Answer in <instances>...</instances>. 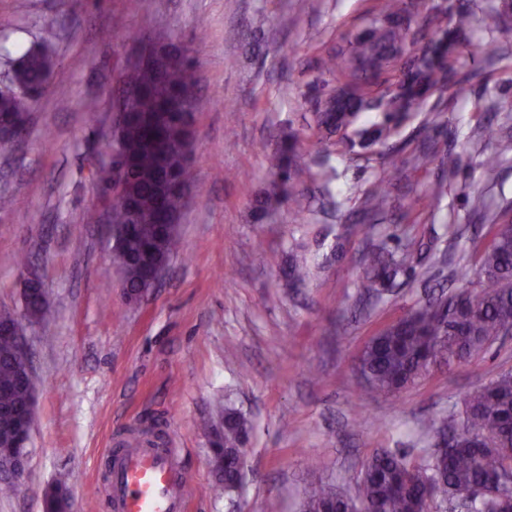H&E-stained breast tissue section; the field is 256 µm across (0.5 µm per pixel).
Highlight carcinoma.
<instances>
[{
  "mask_svg": "<svg viewBox=\"0 0 512 512\" xmlns=\"http://www.w3.org/2000/svg\"><path fill=\"white\" fill-rule=\"evenodd\" d=\"M426 5V0H376L368 14L369 27L363 35L350 42L345 56L329 55L323 66L345 80L354 82L357 101L352 113L371 111L385 102L393 112H409L418 108L433 93L451 92L454 97L469 94L467 81L454 79L462 53L476 54L479 46L468 35L474 26L471 11L461 5L453 18L437 11L428 19L437 37L431 39L424 52L441 54L447 46L454 56L444 65L409 58L406 73L394 71L383 78L381 86L363 76L380 74V64L387 49L394 44L413 46L420 30L413 27ZM162 58L154 68L142 71L136 88L128 92L118 89L112 98V112L120 114L112 133V147H119L126 159L122 194L110 207V224H130L128 201L137 204L141 215L133 224L134 235L121 240L112 249L122 284L132 289L141 287L147 270L160 255L170 256L180 248L178 228L161 223L165 214H174L183 206L176 192H164L158 179L156 156L143 147L150 131L140 118L153 112H171L168 124L157 131L168 145V163L181 167L183 159L193 154L194 145L183 135L180 108L187 92L198 88L199 74L192 61L193 48L184 44V52L171 55L166 45L155 44ZM54 67L48 48L34 45L14 58L10 67V86L0 90V114L26 116L46 88ZM393 133L388 123L373 124L359 131L360 145L368 148L385 143ZM496 155L486 160L492 168L512 154V139L496 140ZM269 167L282 176L263 196L257 209L271 214L288 197L300 202L299 188L310 178L308 169L299 166L293 147L281 148L269 158ZM392 177L381 178L365 197L368 212H386L392 199ZM490 238L483 247L476 268L457 266L454 276L470 289L477 301H458L450 295L410 310L404 316L381 327L363 348L358 368L367 376L368 387L379 392H396L426 376L437 364L453 367L468 362L487 351L492 344L512 329V222L488 218ZM413 260L407 247L395 255L385 247L370 243L360 258L362 269L358 287L373 298L386 284L405 270ZM309 274L305 259L294 257L282 270L283 278L295 285ZM25 306L35 322L47 319L48 310L38 290L24 297ZM0 469L11 467L16 452L12 446L17 433L16 414L27 409L26 423L32 426L34 378L25 372L20 360L19 344L11 336L0 335ZM218 421L212 425L217 437L212 467L218 479L215 488L230 487L224 471V456L242 452L248 441L251 424L231 405H217ZM455 436L440 454H432L415 464L406 456L391 450L375 454L363 472L358 500L365 512H424L427 497L446 502L481 488L484 499L473 512H501L497 494L488 485L499 476L512 471V373H501L481 388L471 392L463 408L454 415ZM487 435V448L470 447L471 432ZM345 495L334 485L319 480L308 485L301 504L302 512H343ZM62 494L50 489L44 495V512H64Z\"/></svg>",
  "mask_w": 512,
  "mask_h": 512,
  "instance_id": "1",
  "label": "carcinoma"
}]
</instances>
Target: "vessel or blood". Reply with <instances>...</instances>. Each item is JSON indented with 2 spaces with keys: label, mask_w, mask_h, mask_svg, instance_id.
<instances>
[{
  "label": "vessel or blood",
  "mask_w": 512,
  "mask_h": 512,
  "mask_svg": "<svg viewBox=\"0 0 512 512\" xmlns=\"http://www.w3.org/2000/svg\"><path fill=\"white\" fill-rule=\"evenodd\" d=\"M175 448H126L109 464L112 512H186L190 492Z\"/></svg>",
  "instance_id": "1"
}]
</instances>
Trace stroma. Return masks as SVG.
<instances>
[{"mask_svg":"<svg viewBox=\"0 0 512 512\" xmlns=\"http://www.w3.org/2000/svg\"><path fill=\"white\" fill-rule=\"evenodd\" d=\"M467 2L472 42L493 54L463 56L465 98H426L395 125L389 158L318 142L315 114L335 74L320 59L364 32L374 0H0V59L45 44L55 68L22 142L0 152V312L22 315L17 259L28 255L50 316L26 327L36 380L24 475L0 512H43L47 490L71 512H102L110 482L97 459L159 440L181 450L188 512H299L317 479L355 496L381 450L424 461L437 422L465 396L512 370V337L455 368L434 367L397 393L371 390L358 356L371 336L440 292L453 265L475 262L482 212L512 215V161L490 169L495 143L512 138V13L502 0ZM206 18L207 29L195 28ZM192 43L200 84L192 197L183 252L160 288L127 304L104 229L84 220L103 201L112 94L139 37ZM99 110L86 112L87 98ZM293 136L312 177L302 205L259 218L256 198L273 174L267 156ZM393 207L372 229L365 196L385 171ZM442 183L437 201L427 194ZM412 245L416 260L381 298L360 295L367 237ZM313 271L283 287L296 247ZM229 400L252 423L239 492H212L208 423Z\"/></svg>","mask_w":512,"mask_h":512,"instance_id":"35a3bbf8","label":"stroma"}]
</instances>
